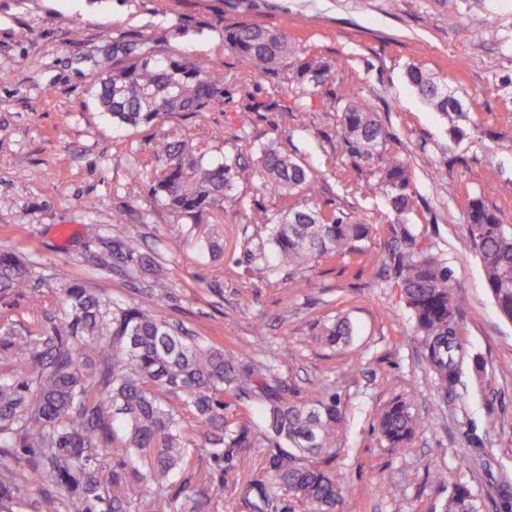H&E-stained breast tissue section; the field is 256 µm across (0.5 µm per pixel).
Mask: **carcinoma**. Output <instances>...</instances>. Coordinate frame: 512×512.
<instances>
[{
  "mask_svg": "<svg viewBox=\"0 0 512 512\" xmlns=\"http://www.w3.org/2000/svg\"><path fill=\"white\" fill-rule=\"evenodd\" d=\"M224 45L237 56L241 72L259 70L281 77L297 96L314 98L331 81L333 67L303 56L278 30L240 25L224 30ZM411 87L436 110L448 114L450 134H467L468 107L457 91L440 84L421 68H409ZM224 96V71L204 67L159 42L113 45L112 73L96 83L102 111L117 128L154 125L173 114L194 115ZM340 105L344 142L350 155L375 161L373 190L382 194L399 227L390 259L417 330L423 336L437 384L448 391L458 378L463 349L457 323L463 301L452 295L448 268L420 243L403 217L413 210L416 191L407 164L383 150L389 135L370 99L354 86L335 97ZM259 108L290 112L284 102H249L241 124ZM265 190L281 208L259 217L274 247L275 266L300 271L324 257L365 251L356 243L368 235L364 224L342 220L309 205L316 194L317 171L271 141L254 149ZM158 165L153 193L178 219L224 208L234 199L237 179L248 166L241 151L210 162L194 151L190 136L172 141L166 135L153 146ZM497 188L487 185L468 199L465 224L483 269L486 287L502 317L512 321V230L486 203ZM112 258L139 253L135 239L123 231L112 235ZM29 268L12 254H0V293L31 287ZM58 323L17 338L18 371L0 374V512L32 507L12 466L14 451L27 448L35 472L70 500L72 512H96L100 502L112 512H126L114 494L122 473H105L100 461L121 459V466L149 492L153 512H218L211 496L215 477L197 475V488L176 504L169 482L187 467L183 448L217 464L233 448L266 441L262 467L273 484H251L253 512H279L280 493L336 512L343 479L327 468L336 454L345 422L343 408L330 396L310 402L283 395L274 366L237 359L224 348L206 345L179 329L147 300L122 303L96 293L77 280L60 285ZM353 325L339 317L323 325L317 340L331 346L349 342ZM231 392L243 410L227 415L224 393ZM264 407L258 428L248 407ZM417 421L405 402L388 406L377 421L381 436L395 448L407 447ZM443 512H477L471 491L453 487Z\"/></svg>",
  "mask_w": 512,
  "mask_h": 512,
  "instance_id": "1",
  "label": "carcinoma"
}]
</instances>
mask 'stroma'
<instances>
[{"label":"stroma","mask_w":512,"mask_h":512,"mask_svg":"<svg viewBox=\"0 0 512 512\" xmlns=\"http://www.w3.org/2000/svg\"><path fill=\"white\" fill-rule=\"evenodd\" d=\"M241 24L279 30L334 65L326 95L298 99L276 78L242 75L224 45L225 28ZM148 35L222 69L223 100L197 116L113 127L95 83L112 63L113 42ZM414 64L469 103L466 137L454 139L447 115L409 86ZM351 84L370 97L390 134L388 152L411 172L417 199L407 224L448 267L451 292L464 301L458 335L468 361L446 392L390 266L387 203L366 190L368 165H356L338 114L324 111ZM250 99L289 109L252 113L244 126L239 114ZM184 131L210 160L270 140L313 158L323 183L315 205L369 225L361 243L368 261L324 259L258 280L252 268L273 255L252 217L280 203L257 174L239 182L236 201L194 219L176 220L152 194L154 141ZM489 181L501 187L489 205L512 224V0H0V252L19 257L33 281L0 298V319L25 335L37 300L50 325L63 280L136 301L152 277L166 279L156 307L171 322L240 358L276 364L288 399L337 395L346 421L330 466L343 475L347 512H439L455 484L472 491L480 512H512L498 492L512 483V323L497 312L463 222L469 196ZM119 213L152 272L134 261L100 264ZM338 315L354 334L334 349L315 335ZM258 319L261 336L252 331ZM397 400L418 421L405 448L390 447L375 428ZM264 454L237 448L225 459L224 486L212 492L219 512H250L251 481L271 480L259 469ZM13 466L37 512H69L37 481L26 449ZM439 470L446 484L434 482Z\"/></svg>","instance_id":"stroma-1"}]
</instances>
